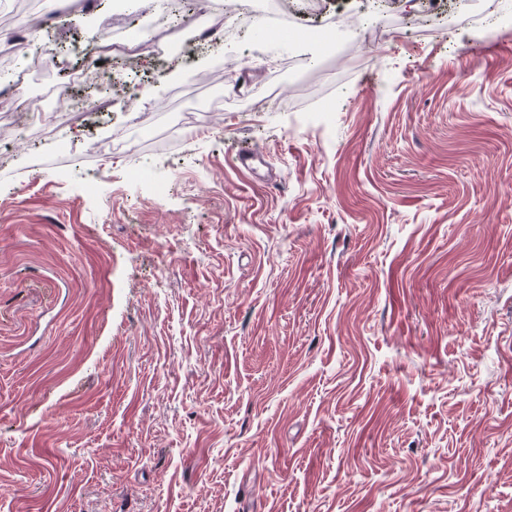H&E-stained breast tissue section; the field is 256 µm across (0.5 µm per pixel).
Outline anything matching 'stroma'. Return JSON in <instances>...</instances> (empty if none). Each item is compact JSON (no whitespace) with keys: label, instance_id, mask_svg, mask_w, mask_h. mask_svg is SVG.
<instances>
[{"label":"stroma","instance_id":"35a3bbf8","mask_svg":"<svg viewBox=\"0 0 512 512\" xmlns=\"http://www.w3.org/2000/svg\"><path fill=\"white\" fill-rule=\"evenodd\" d=\"M287 8L134 69L0 0L13 105L105 76L0 143V512H512V0ZM55 107H64L70 112H84L90 107L87 99L80 96H73L62 87H54L44 101Z\"/></svg>","mask_w":512,"mask_h":512}]
</instances>
